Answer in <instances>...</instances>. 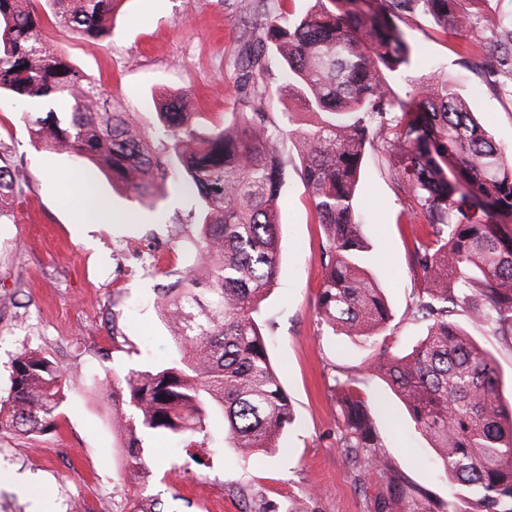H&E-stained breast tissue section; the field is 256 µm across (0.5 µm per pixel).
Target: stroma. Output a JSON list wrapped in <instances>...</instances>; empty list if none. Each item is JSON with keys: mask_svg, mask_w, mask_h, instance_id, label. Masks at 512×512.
<instances>
[{"mask_svg": "<svg viewBox=\"0 0 512 512\" xmlns=\"http://www.w3.org/2000/svg\"><path fill=\"white\" fill-rule=\"evenodd\" d=\"M239 0H119L112 29L89 41L49 25L48 42L94 80L114 108L138 114L155 145L164 127L155 99L188 94L203 129L223 126L244 91L237 61L248 37L261 34L266 13L300 12L304 0H264L242 12ZM422 55L392 74L391 96L410 103L414 85L430 70L453 77L483 125L512 150V76L486 77L496 38L474 28L468 39L445 33L421 16L408 28ZM268 88L255 104L270 124L287 129L277 148L284 163L286 206L279 228L277 284L264 303L267 349L290 396L295 422L276 453L240 464L222 440L211 444L210 466L200 470L177 441L142 435L132 452L124 378L173 352L154 310L159 288L180 275L196 233L191 201L170 181H157L151 199L96 173L93 188L107 216L88 221L79 179L84 166L65 154L34 146L19 104L0 98V144L17 166L19 191L6 198L11 214L0 223V396L10 390L11 362L22 347L42 351L71 377L55 428L28 436L0 426V512H423L428 498L448 499V482L424 434L386 382L365 372L383 351L409 350L423 324L411 312L424 286L414 252L428 241L426 219L408 224L416 202L389 175L378 144L368 145L358 188L365 239L380 262L374 272L391 308L373 347L333 332L317 313L326 239L303 181L299 144L290 129L308 117L276 91L280 60L267 58ZM151 245L158 269L126 280L112 271L110 243ZM112 395L102 398V381ZM371 403L382 463L372 468L362 449L343 445L339 386Z\"/></svg>", "mask_w": 512, "mask_h": 512, "instance_id": "stroma-1", "label": "stroma"}]
</instances>
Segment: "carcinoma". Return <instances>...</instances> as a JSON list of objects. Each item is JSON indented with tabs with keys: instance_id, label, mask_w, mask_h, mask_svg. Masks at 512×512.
<instances>
[{
	"instance_id": "carcinoma-1",
	"label": "carcinoma",
	"mask_w": 512,
	"mask_h": 512,
	"mask_svg": "<svg viewBox=\"0 0 512 512\" xmlns=\"http://www.w3.org/2000/svg\"><path fill=\"white\" fill-rule=\"evenodd\" d=\"M119 0H0V96L30 107V141L85 159L135 197L149 199L157 178L200 202L198 234L185 274L161 289L158 314L174 353L125 378L134 429L209 443L214 423L246 463L277 448L293 422L262 328V303L278 276L284 167L281 129L261 112H234L202 131L183 96L163 99L156 118L168 143L112 109L93 80L44 37L43 17L86 40L110 33ZM311 0L303 13L267 15L264 35L243 44L241 86L267 72V46L281 59L277 91L314 121L292 131L303 178L326 229L320 318L369 346L391 312L368 269L377 263L355 196L367 145L379 141L389 170L427 218L432 245L415 251L424 274L412 315L425 332L410 350L374 356L367 370L385 379L426 435L448 479V502L425 512H512V405L498 401L494 357L472 328L512 345V156L476 120L456 83L427 74L413 109L394 111L386 76L418 58L398 23L426 15L462 38L478 24L500 38L512 72V19L476 9L481 0ZM41 7H36V4ZM15 172L0 157V200ZM69 377L53 360L23 348L0 397V424L35 435L56 424ZM345 447L381 462L369 401L340 398Z\"/></svg>"
}]
</instances>
